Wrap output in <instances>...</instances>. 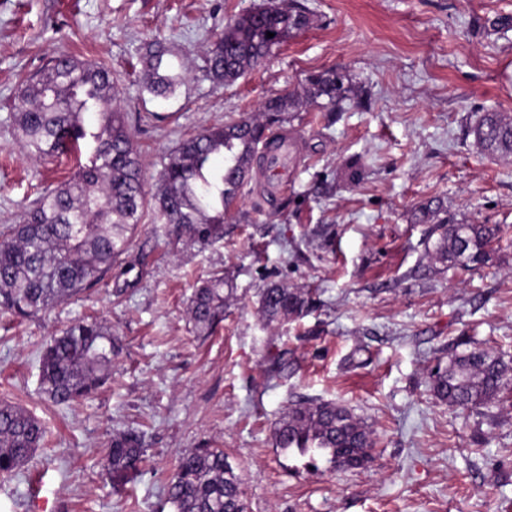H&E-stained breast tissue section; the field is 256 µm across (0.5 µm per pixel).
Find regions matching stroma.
Returning <instances> with one entry per match:
<instances>
[{
	"label": "stroma",
	"mask_w": 512,
	"mask_h": 512,
	"mask_svg": "<svg viewBox=\"0 0 512 512\" xmlns=\"http://www.w3.org/2000/svg\"><path fill=\"white\" fill-rule=\"evenodd\" d=\"M266 2L0 0V225L72 170L35 160L13 135L25 79L58 54L111 66L151 195L185 134L257 112L307 72L343 67L371 95L370 109H344L329 128L320 110L299 112L287 191L271 208L249 180L222 241L169 237L146 213L111 276L48 312L0 316V401L47 431L28 464L0 477V512H171L167 483L194 448L224 449L248 512H512V390L469 412L430 389L461 340L512 361V162L481 154L469 132L483 112L512 113V27H486L512 17V0H305L308 29L216 86L210 44L226 19ZM157 36L187 72L166 98L139 78ZM353 156L368 176L348 188L336 173ZM434 198L449 222L499 228L488 262L466 272L431 262L430 227L412 214ZM326 224L333 241L315 248ZM216 271L232 293L202 337L189 299ZM272 282L321 304L266 323L257 293ZM87 317L111 324L123 350L92 397L54 404L39 389L41 352ZM296 400L352 409L375 433L371 462L314 468L282 453L274 427ZM128 428L144 432L146 460L116 486L100 462Z\"/></svg>",
	"instance_id": "obj_1"
}]
</instances>
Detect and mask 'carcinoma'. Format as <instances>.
<instances>
[{
  "label": "carcinoma",
  "mask_w": 512,
  "mask_h": 512,
  "mask_svg": "<svg viewBox=\"0 0 512 512\" xmlns=\"http://www.w3.org/2000/svg\"><path fill=\"white\" fill-rule=\"evenodd\" d=\"M312 13L301 0L249 10L224 25L206 59L207 75L231 84L260 64L291 35L310 26ZM274 37H267V33ZM143 82L157 96L174 93L185 79L164 42L154 41L141 60ZM360 107L353 80L343 68L311 72L297 87L267 98L253 115L230 117L182 139L164 158L160 189L149 197L140 151L129 115L117 98L112 69L104 62L72 55L55 57L26 80L14 136L30 155L44 161L75 160V171L45 190L18 224L0 231V311L32 316L84 293L121 265L133 234L152 209L160 224L212 244L224 238V214L236 203L259 146L311 107L329 113ZM484 153L512 159V113L487 111L470 127ZM235 170L237 178L225 173ZM365 168L352 158L340 179L356 186ZM418 224L432 225L430 257L467 270L490 259L496 239L485 224H448L439 201L419 205ZM224 273L196 288L188 309L202 336L224 320ZM309 291L270 283L258 293V311L268 322L301 318L314 310ZM121 349L112 327L78 320L45 347L40 388L56 404L90 396L112 375ZM512 387V367L492 349L448 354V364L431 376L434 396L463 410L487 406ZM45 429L21 407L0 401V474L19 471L42 447ZM276 447L285 453L321 458L332 468L357 469L372 457L376 440L345 406L293 401L275 428ZM147 449L142 436L126 430L112 436L103 465L109 479L136 470ZM172 512H247L242 480L221 448H196L182 455L167 485Z\"/></svg>",
  "instance_id": "obj_1"
}]
</instances>
